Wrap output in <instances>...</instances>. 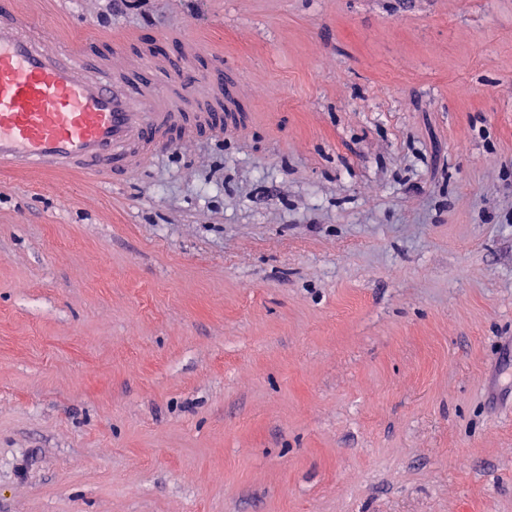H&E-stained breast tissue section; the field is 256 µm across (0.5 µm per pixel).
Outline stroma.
<instances>
[{"label": "stroma", "instance_id": "obj_1", "mask_svg": "<svg viewBox=\"0 0 512 512\" xmlns=\"http://www.w3.org/2000/svg\"><path fill=\"white\" fill-rule=\"evenodd\" d=\"M101 10L241 110L0 173V512H512V0ZM173 80L188 89H194L199 87L210 88V87H224L227 94H230V88L225 85L224 82V71L222 69H214L205 75H197L189 70H177L172 76Z\"/></svg>", "mask_w": 512, "mask_h": 512}]
</instances>
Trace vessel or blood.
Here are the masks:
<instances>
[{"label":"vessel or blood","mask_w":512,"mask_h":512,"mask_svg":"<svg viewBox=\"0 0 512 512\" xmlns=\"http://www.w3.org/2000/svg\"><path fill=\"white\" fill-rule=\"evenodd\" d=\"M21 0H0V170L75 168L120 177L157 150L174 147L169 111L152 58L130 82H113L101 57L71 45L49 46ZM194 89L223 86L224 72L173 74ZM190 120V113L182 115Z\"/></svg>","instance_id":"1"}]
</instances>
